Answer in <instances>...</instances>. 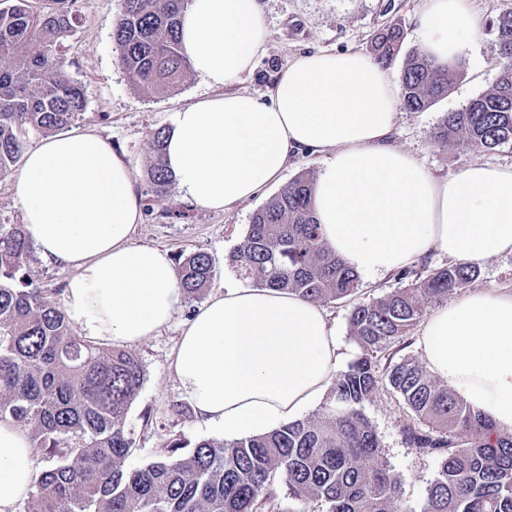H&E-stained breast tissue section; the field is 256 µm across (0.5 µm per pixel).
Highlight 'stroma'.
Instances as JSON below:
<instances>
[{
	"mask_svg": "<svg viewBox=\"0 0 512 512\" xmlns=\"http://www.w3.org/2000/svg\"><path fill=\"white\" fill-rule=\"evenodd\" d=\"M259 3L266 33L263 50L253 70L243 74L231 88L247 91L264 102L295 55L365 50L368 36L392 19L403 21L405 50L421 45V36L412 20L421 0H259ZM470 7L478 18L480 30L460 58L461 78L447 98L429 110L400 112L394 135L397 146L413 154L439 178L456 175L474 163L512 166V145L490 152L476 149L462 153L439 147L432 139V132L444 113L465 107L492 86L499 75L489 23L500 12L512 10V0H470ZM75 10L79 23L74 35L65 41L63 54L71 77L85 88L86 108L73 128L78 132H94L132 163L142 213L136 243L166 249L174 259L183 253H208L214 275L206 295L240 285L241 280L229 266L228 258L245 236L253 212L275 195V188H267L250 202L224 213L197 206L175 187L166 197L153 198L147 177L155 131L171 126L175 112L184 105L216 95V88L195 74L177 94L154 98L140 95L120 61L112 38L122 0H76ZM197 306V301H187L157 335L128 346L145 370L144 383L125 418V426L134 439L128 466L139 467L166 454L172 440L185 441L191 447L199 440L215 436L214 430L194 413L171 366L183 326ZM361 411L377 433L384 456L401 481L403 501L419 512L427 487L436 475V459L406 446L402 427L409 414L395 394L379 392L363 404Z\"/></svg>",
	"mask_w": 512,
	"mask_h": 512,
	"instance_id": "stroma-1",
	"label": "stroma"
}]
</instances>
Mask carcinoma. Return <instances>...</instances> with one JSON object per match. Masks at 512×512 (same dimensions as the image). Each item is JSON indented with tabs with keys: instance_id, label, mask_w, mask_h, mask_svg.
<instances>
[{
	"instance_id": "carcinoma-1",
	"label": "carcinoma",
	"mask_w": 512,
	"mask_h": 512,
	"mask_svg": "<svg viewBox=\"0 0 512 512\" xmlns=\"http://www.w3.org/2000/svg\"><path fill=\"white\" fill-rule=\"evenodd\" d=\"M0 177L19 164L30 133L66 130L86 106L82 85L62 58L77 28L75 0H0ZM189 0H123L113 38L144 95L182 89L192 63L178 36ZM500 73L468 105L443 115L432 137L461 150L512 143V11L491 22ZM404 27L393 19L367 49L382 65L403 57L400 108L424 112L448 96L461 70L421 51L402 53ZM166 129L154 133L147 175L152 193L168 194L162 163ZM315 175L303 171L257 209L230 265L240 278L325 303L351 297L356 270L326 244L311 197ZM34 246L20 224H0V419L23 427L50 462L26 494L25 512H256L275 478L305 505L327 512H410L401 482L360 407L380 390L403 401L408 447L434 455L438 469L421 512H512V431L459 400L415 360L394 356L429 305L478 276L450 262L405 269L407 283L352 306L349 332L358 358L336 374L322 411L270 432L232 441L203 439L190 453L131 468L134 440L125 415L145 372L125 351L73 333L64 312L28 274ZM205 252L179 262L188 299L207 288Z\"/></svg>"
}]
</instances>
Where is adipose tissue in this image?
Masks as SVG:
<instances>
[{"mask_svg":"<svg viewBox=\"0 0 512 512\" xmlns=\"http://www.w3.org/2000/svg\"><path fill=\"white\" fill-rule=\"evenodd\" d=\"M416 25L423 52L442 62L479 31L469 0H423ZM180 32L195 72L220 90L182 107L166 133L164 163L185 198L232 210L307 153L328 159L313 195L324 238L359 273L383 276L433 250L472 265L512 253V167L476 163L439 179L395 147L399 90L370 55L294 56L263 104L228 89L263 45L258 0H190ZM16 195L41 258L73 272L63 310L82 336L137 342L183 307L168 252L134 241L141 210L130 164L98 135L41 141L25 155ZM417 344L460 399L512 430V291L478 289L436 308ZM339 361L319 304L231 287L196 309L172 366L197 416L233 440L296 421ZM34 479L27 432L0 420V512H14Z\"/></svg>","mask_w":512,"mask_h":512,"instance_id":"1","label":"adipose tissue"}]
</instances>
